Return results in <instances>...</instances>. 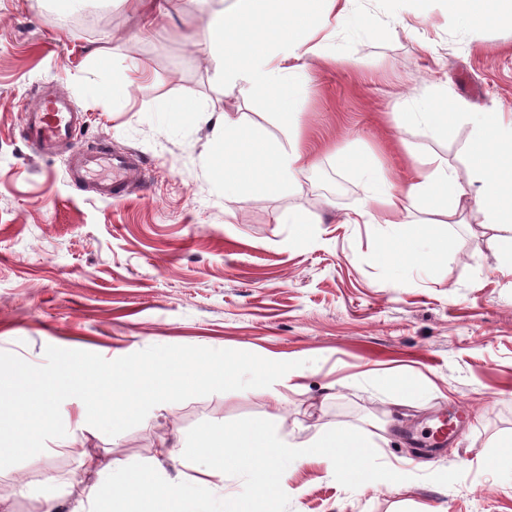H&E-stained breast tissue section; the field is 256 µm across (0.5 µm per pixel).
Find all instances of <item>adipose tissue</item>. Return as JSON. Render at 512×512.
Returning a JSON list of instances; mask_svg holds the SVG:
<instances>
[{"instance_id": "1", "label": "adipose tissue", "mask_w": 512, "mask_h": 512, "mask_svg": "<svg viewBox=\"0 0 512 512\" xmlns=\"http://www.w3.org/2000/svg\"><path fill=\"white\" fill-rule=\"evenodd\" d=\"M353 0H235L232 10L214 14L196 46L213 57L224 78L225 94L245 82L268 95L272 107L292 131L287 144L265 138L244 125L235 113H225L208 143V155L224 174L225 186L245 188L260 182L276 192L286 180L312 167L296 124L294 79L304 75L311 59L341 64L328 53L321 34L329 25L344 26ZM451 13L482 26L512 27V0H448ZM465 101L451 99L442 107L407 113L406 119L423 130L447 135L462 120L476 128L468 153L471 179L468 191L455 168L433 157L415 159L403 185L380 178L368 187L367 206L346 218L350 224L376 220L400 226L414 212L433 214L417 234L432 237L438 226L458 224L464 213L478 215V228L495 247L494 266L512 275V117L500 112H467Z\"/></svg>"}]
</instances>
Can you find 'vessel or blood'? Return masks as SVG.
<instances>
[{"label":"vessel or blood","mask_w":512,"mask_h":512,"mask_svg":"<svg viewBox=\"0 0 512 512\" xmlns=\"http://www.w3.org/2000/svg\"><path fill=\"white\" fill-rule=\"evenodd\" d=\"M84 116L72 102L52 90H43L37 103L27 108L23 117V134L37 153L57 151L66 146L71 150L68 170L74 185H91L101 197L121 200L139 186L134 177L137 164L131 156L113 153L111 147L98 145L88 150L79 143L84 128ZM109 170V178L90 182L94 167Z\"/></svg>","instance_id":"obj_1"}]
</instances>
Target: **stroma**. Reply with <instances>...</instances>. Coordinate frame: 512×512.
<instances>
[{
	"label": "stroma",
	"mask_w": 512,
	"mask_h": 512,
	"mask_svg": "<svg viewBox=\"0 0 512 512\" xmlns=\"http://www.w3.org/2000/svg\"><path fill=\"white\" fill-rule=\"evenodd\" d=\"M232 4L178 0L145 37L131 0H67L60 10L0 0V351L40 365L49 346L114 360L189 345L302 366L269 389L157 405L113 437L67 399L66 436L0 470V512H74L114 460L235 496L241 478L169 446L200 422L245 417L274 422L286 441L328 424L357 429L407 476L349 490L328 458L306 455L288 470V512H512V470L494 463L512 437V276L494 270L472 214L440 227L447 253L432 265L383 262L393 228L343 223L363 204L366 177L340 162L371 153L403 180L410 155H434L467 181L472 124L442 138L401 115L449 96L474 112L512 113V28L465 23L446 0H355L369 26L329 43L345 64L314 67L298 86L314 166L279 192L228 199L203 150L211 128L192 112H237L288 140L263 92L242 84L225 96L192 46ZM47 88L86 112L83 145L104 141L137 160L142 188L100 198L70 181L67 151L33 150L22 109ZM293 213L306 223H289ZM455 407L468 423L439 454L407 445L406 430Z\"/></svg>",
	"instance_id": "stroma-1"
}]
</instances>
